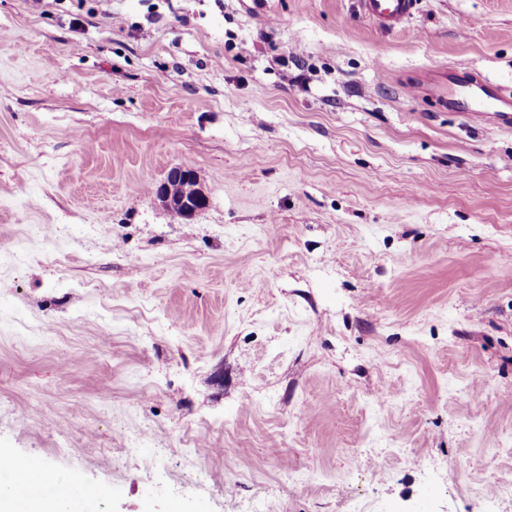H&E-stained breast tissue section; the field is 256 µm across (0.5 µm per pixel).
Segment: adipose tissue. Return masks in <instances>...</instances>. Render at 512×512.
<instances>
[{"label":"adipose tissue","mask_w":512,"mask_h":512,"mask_svg":"<svg viewBox=\"0 0 512 512\" xmlns=\"http://www.w3.org/2000/svg\"><path fill=\"white\" fill-rule=\"evenodd\" d=\"M45 477L50 484L57 486V493L35 494L21 504L11 497L8 485L0 483V512H98L105 499L103 491L98 490L87 494L80 502H72L63 492L70 481L69 476L49 471Z\"/></svg>","instance_id":"obj_1"}]
</instances>
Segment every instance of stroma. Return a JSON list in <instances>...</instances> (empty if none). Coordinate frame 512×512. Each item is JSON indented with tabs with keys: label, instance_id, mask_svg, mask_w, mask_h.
Returning a JSON list of instances; mask_svg holds the SVG:
<instances>
[{
	"label": "stroma",
	"instance_id": "1",
	"mask_svg": "<svg viewBox=\"0 0 512 512\" xmlns=\"http://www.w3.org/2000/svg\"><path fill=\"white\" fill-rule=\"evenodd\" d=\"M450 67L512 89V0H0V452L102 512H512V125ZM360 14L385 31L402 27L411 19L417 0H356ZM426 91L438 98L456 112H465L468 116L489 112L493 107V116L501 124L508 125L512 121V97L504 94L501 88L489 81L477 71H463L453 74L448 80L428 82ZM156 198L165 210L182 219L192 218L208 204L197 171L187 165H176L168 170L156 189Z\"/></svg>",
	"mask_w": 512,
	"mask_h": 512
}]
</instances>
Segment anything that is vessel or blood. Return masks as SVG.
Returning <instances> with one entry per match:
<instances>
[{
    "label": "vessel or blood",
    "mask_w": 512,
    "mask_h": 512,
    "mask_svg": "<svg viewBox=\"0 0 512 512\" xmlns=\"http://www.w3.org/2000/svg\"><path fill=\"white\" fill-rule=\"evenodd\" d=\"M360 14L385 31L402 27L411 19L417 0H356ZM426 91L446 102L450 109L473 116L492 111L501 124L512 123V96L476 71H464L446 81L428 82ZM35 471L29 461L16 458L0 464V474L10 481L16 496H25L32 487Z\"/></svg>",
    "instance_id": "obj_1"
}]
</instances>
